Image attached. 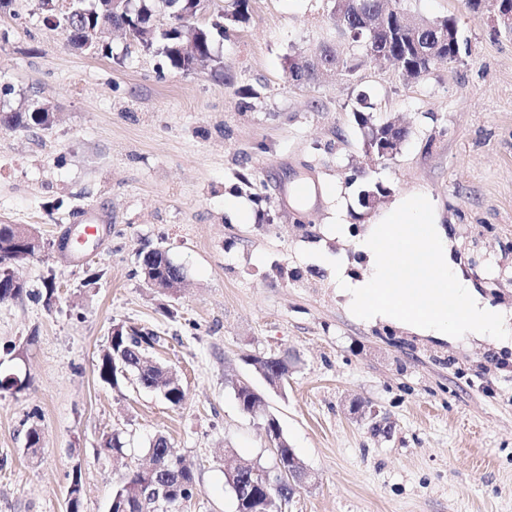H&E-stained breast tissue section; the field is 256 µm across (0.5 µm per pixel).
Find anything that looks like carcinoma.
Wrapping results in <instances>:
<instances>
[{
	"mask_svg": "<svg viewBox=\"0 0 512 512\" xmlns=\"http://www.w3.org/2000/svg\"><path fill=\"white\" fill-rule=\"evenodd\" d=\"M252 0H225L221 17L231 23H244L249 19ZM184 6V0H133L131 13L150 14L166 7L170 12H177ZM98 0H70L68 10L60 13L59 19L66 20L65 38L72 46L81 49L84 44L95 38L97 24L123 27L125 20L118 15L107 17L101 21ZM388 14V28L393 36L385 40L381 35H373L364 27L367 19ZM409 11L404 9L401 0H343L335 6L334 15L343 16V23L338 26L343 37L351 43L362 47L360 58L343 54L335 46L321 45L314 54L323 65L335 66L345 74L353 75L362 65L363 60L377 61L373 53L387 49L393 59L403 62L404 66L414 75L422 77L439 61L453 63L458 60L455 43L448 39V33L459 35L457 20L454 17H440L422 20L423 30L419 41L439 45L443 56L432 58L420 52L410 43L400 40L395 33L400 29L404 17ZM200 32L195 35L196 48L204 61L213 57L215 37L224 36L226 27L213 24L199 25ZM180 30L157 33L153 46L162 54L172 69L188 73L195 70V57L184 55L180 50ZM359 108L354 112L357 125L368 124L386 132L393 124L388 120L374 117L373 105L368 96L362 94L358 98ZM55 121V115L48 112H37L33 106L23 111L1 112L0 128L15 130L18 128L45 129ZM23 253L22 243L16 235L14 225L0 224V261H9ZM140 269L144 279L154 282L160 289H168L171 280L181 274V269L168 257L166 252L157 248L142 255ZM31 294L28 284L16 288L10 280L0 283V303L19 299ZM159 336L151 331L126 328L117 325L113 328L110 345L102 354L97 364L100 381L117 386L119 380L134 377L136 382L145 388H154L163 395L173 407H178L185 399V391L177 376L169 369L147 361L146 350L154 347ZM252 364L259 367L264 378L269 374L287 372L284 360L278 356L254 357ZM235 398L241 409L247 413L259 403L260 395L253 389L242 387L237 390ZM156 452L151 457V466L129 475L115 491L109 512H175V507L182 500H191L197 487L192 471L184 465L182 458L171 443L163 436L156 437ZM242 481L252 495H259L265 501L267 512H275L281 506V500L287 497L288 491H280V497L265 500L263 492L249 480L254 463L244 464Z\"/></svg>",
	"mask_w": 512,
	"mask_h": 512,
	"instance_id": "cac0c4a2",
	"label": "carcinoma"
}]
</instances>
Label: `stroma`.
Returning a JSON list of instances; mask_svg holds the SVG:
<instances>
[{
    "mask_svg": "<svg viewBox=\"0 0 512 512\" xmlns=\"http://www.w3.org/2000/svg\"><path fill=\"white\" fill-rule=\"evenodd\" d=\"M403 5L456 17L459 62L417 81L367 62L354 78L297 86L287 59L335 41L331 0H253L249 21L216 42L219 67L187 74L119 30L104 36L111 56L72 50L38 0H13L0 18V112L34 94L57 120L0 130V224L34 228L45 245L19 267L30 295L0 304V376L27 382L0 391V512H66L76 473L80 512H108L159 434L197 485L177 512H235L224 459L271 466L269 415L316 478L285 512H512V345L358 318L331 266L361 278V232L421 193L465 278L512 312V33L465 0ZM362 92L377 118L409 129L373 166L353 116ZM244 170L261 197L241 188ZM376 182L388 195L362 208ZM75 224L97 227L91 245L58 250ZM152 248L183 269L177 293L144 281L139 254ZM118 324L159 334L150 355L180 377V407L100 382ZM286 352L297 362L271 389L248 360ZM236 381L265 413L240 408ZM355 401L376 405L391 434H371ZM115 432L119 456L102 449Z\"/></svg>",
    "mask_w": 512,
    "mask_h": 512,
    "instance_id": "obj_1",
    "label": "stroma"
}]
</instances>
